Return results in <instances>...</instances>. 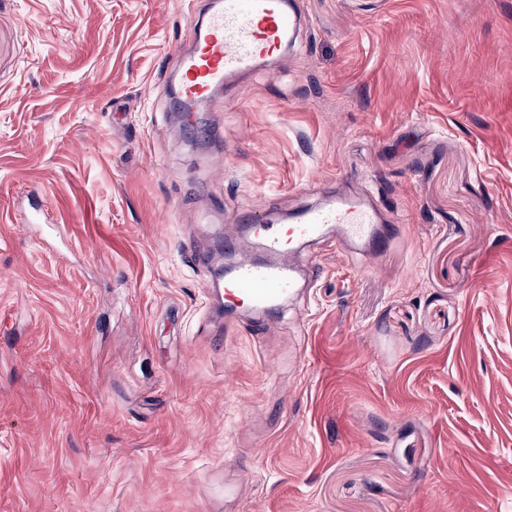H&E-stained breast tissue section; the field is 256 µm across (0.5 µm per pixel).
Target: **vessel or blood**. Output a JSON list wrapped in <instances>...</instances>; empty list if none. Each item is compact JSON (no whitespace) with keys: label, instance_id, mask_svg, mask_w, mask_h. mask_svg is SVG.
Masks as SVG:
<instances>
[{"label":"vessel or blood","instance_id":"1","mask_svg":"<svg viewBox=\"0 0 512 512\" xmlns=\"http://www.w3.org/2000/svg\"><path fill=\"white\" fill-rule=\"evenodd\" d=\"M300 28L295 0H216L203 35L181 58L177 95L188 105L211 100L287 47ZM241 221L250 233L232 241V249L241 254L259 244L269 259L242 262L225 281L230 314L240 308L271 309L294 292L298 278L291 256L296 243L322 238L331 229L336 246L367 242L380 254L398 231L397 225L383 223L370 202L344 195L292 212L281 224L272 219L258 224L247 214Z\"/></svg>","mask_w":512,"mask_h":512}]
</instances>
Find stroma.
Here are the masks:
<instances>
[{
	"label": "stroma",
	"mask_w": 512,
	"mask_h": 512,
	"mask_svg": "<svg viewBox=\"0 0 512 512\" xmlns=\"http://www.w3.org/2000/svg\"><path fill=\"white\" fill-rule=\"evenodd\" d=\"M209 2L0 0V512H512V0H302L196 152ZM339 186L386 257L226 319L190 250Z\"/></svg>",
	"instance_id": "1"
}]
</instances>
